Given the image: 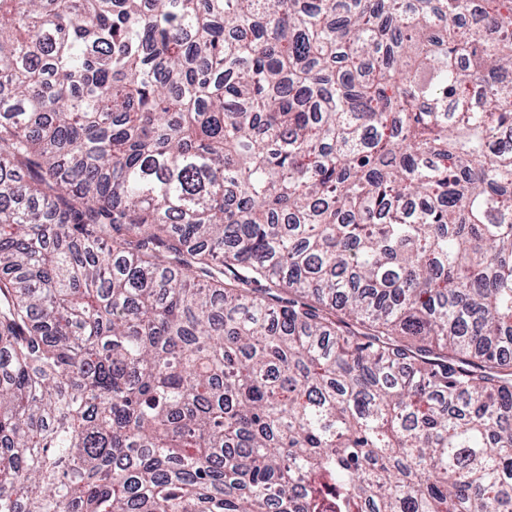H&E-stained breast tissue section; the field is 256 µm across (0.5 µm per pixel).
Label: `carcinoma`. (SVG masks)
<instances>
[{
	"label": "carcinoma",
	"mask_w": 512,
	"mask_h": 512,
	"mask_svg": "<svg viewBox=\"0 0 512 512\" xmlns=\"http://www.w3.org/2000/svg\"><path fill=\"white\" fill-rule=\"evenodd\" d=\"M0 512H512V0H0Z\"/></svg>",
	"instance_id": "obj_1"
}]
</instances>
